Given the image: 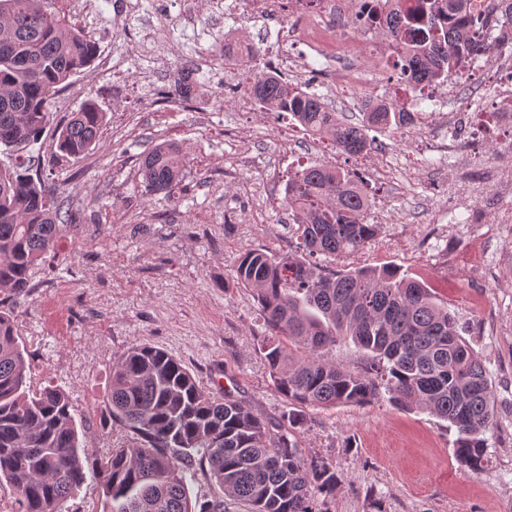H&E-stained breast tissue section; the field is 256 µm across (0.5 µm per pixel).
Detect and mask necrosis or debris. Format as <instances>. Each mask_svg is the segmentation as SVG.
<instances>
[{"label":"necrosis or debris","mask_w":512,"mask_h":512,"mask_svg":"<svg viewBox=\"0 0 512 512\" xmlns=\"http://www.w3.org/2000/svg\"><path fill=\"white\" fill-rule=\"evenodd\" d=\"M226 13L241 18L255 17L278 24L276 42L255 44L228 40L226 49L207 46L193 60L195 67L221 65L225 54L245 58L246 69L225 70L226 80L235 88L238 108L255 111L256 105L245 89L251 72L281 73L328 70L333 74L331 88L337 95H373L394 80L391 63L395 57L391 43L377 41L378 22L385 14L384 0H224ZM360 22L359 30L369 71L354 65H337L336 60L351 54L349 41L341 31L350 19ZM420 127L437 130L440 147L448 149L458 162V176L447 190L448 210L477 223L480 199L485 185H494L503 198L512 197V164L492 159L484 164L481 177L471 175L467 160L474 143L512 134V85L501 84L491 102L472 106L464 112H422Z\"/></svg>","instance_id":"necrosis-or-debris-1"}]
</instances>
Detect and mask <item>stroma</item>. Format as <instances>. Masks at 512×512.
Listing matches in <instances>:
<instances>
[{
    "mask_svg": "<svg viewBox=\"0 0 512 512\" xmlns=\"http://www.w3.org/2000/svg\"><path fill=\"white\" fill-rule=\"evenodd\" d=\"M98 56L51 101L54 123L86 102L105 112L95 149L56 155L51 134L34 153L52 170L55 203L79 214L77 235H63L10 312L26 350L32 389L64 392L90 456L131 444L110 419L111 371L135 344L181 361L203 390L228 392L268 420L289 410L259 350L265 333L252 290L236 287L241 254L264 247L294 251L297 239L281 207L284 176L298 161L333 159L374 193L373 242L336 259L330 270L392 264L425 282L458 316L484 363L495 396L481 472L461 468L455 431L421 411L380 400L364 406L307 408L297 438L344 477L317 512H512V224H452L440 196L456 172L448 156L427 150L433 133L372 129L362 159L311 134L279 135L286 118L240 112L223 85L200 73L195 100L170 97L168 78L203 44L223 45L236 30L270 41L274 28L237 18L209 21L213 0H198L201 23L178 22L181 0H143L131 31L114 26L122 0H86ZM329 74L309 88L344 123L364 119V99L336 98ZM179 142L188 160L184 197L145 193L138 176L146 141Z\"/></svg>",
    "mask_w": 512,
    "mask_h": 512,
    "instance_id": "stroma-1",
    "label": "stroma"
}]
</instances>
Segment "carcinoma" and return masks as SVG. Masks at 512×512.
<instances>
[{"label": "carcinoma", "mask_w": 512, "mask_h": 512, "mask_svg": "<svg viewBox=\"0 0 512 512\" xmlns=\"http://www.w3.org/2000/svg\"><path fill=\"white\" fill-rule=\"evenodd\" d=\"M43 2L0 0V147L5 133L37 143L50 124L53 96L98 54L74 19ZM388 2L385 25L406 96L512 42V0H499L498 16L484 15L480 0H419L413 8ZM174 85L180 101L193 100L196 71L177 70ZM248 93L259 110L283 111L353 156L370 146L368 130L401 129L414 120L380 101L367 107L364 124H345L307 85L272 73L253 75ZM104 119L97 104L85 103L56 126L55 147L66 157L85 155ZM185 164L178 142L150 145L139 164L145 192L179 200ZM39 172L30 155L0 170V483L15 491V512H64L89 473L111 512H224L226 497L249 503L251 512H314L313 502L334 494L343 479L299 448L302 407L380 399L446 422L456 431L458 464L483 469L494 393L455 313L394 266L327 270L310 262L356 253L380 232L368 223V185L327 163L288 169L282 206L295 252L254 248L235 269L236 284L256 293L266 327L259 350L292 410L273 423L228 393L204 391L167 352L136 345L113 363L108 401L110 418L134 442L89 460L68 397L54 387L28 389L25 349L7 312L9 296L30 287L62 233L78 230L76 214L54 207ZM347 341L362 353L359 371L330 356ZM198 464L208 466L222 495L193 504L188 481Z\"/></svg>", "instance_id": "carcinoma-1"}]
</instances>
